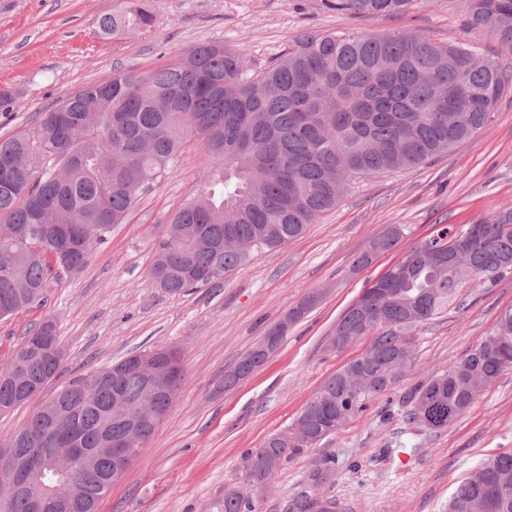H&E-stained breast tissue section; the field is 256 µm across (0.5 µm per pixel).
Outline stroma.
Wrapping results in <instances>:
<instances>
[{
    "label": "stroma",
    "instance_id": "35a3bbf8",
    "mask_svg": "<svg viewBox=\"0 0 512 512\" xmlns=\"http://www.w3.org/2000/svg\"><path fill=\"white\" fill-rule=\"evenodd\" d=\"M148 30L102 39L97 22L121 0H0V91L19 100L0 112V138L34 124L71 92L113 71L145 74L201 43L244 56L250 70L276 62L306 31L380 35L392 30L437 42L455 39L512 68V49L469 24L472 0H426L396 15L357 17L336 0H149ZM208 162L199 138L185 140L177 167L113 225L84 270L51 277L43 304L0 320V367L26 331L53 319L64 361L57 378L22 406L0 413V442L59 386L127 356L176 345L184 379L137 462L112 485L98 512H214L225 485L238 482L247 450L294 427L313 393L361 354L367 340L332 352L325 343L342 313L418 242L442 224H472L512 209V90L488 126L448 156L420 167L355 178L341 202L300 238L263 253L217 288L167 294L150 277L152 238L187 200ZM404 235L363 269L352 266L389 225ZM316 307L289 325L280 349L227 389L224 374L307 295ZM512 308V272L462 284L447 310L423 325L413 362L397 388L274 475L263 512H286L301 493L336 499L340 512H448L456 484L487 455L512 451V371L448 427L410 423L404 393L460 361ZM333 461L330 483L310 472Z\"/></svg>",
    "mask_w": 512,
    "mask_h": 512
}]
</instances>
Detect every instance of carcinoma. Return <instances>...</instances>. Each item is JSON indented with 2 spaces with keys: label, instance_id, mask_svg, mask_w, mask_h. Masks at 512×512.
I'll use <instances>...</instances> for the list:
<instances>
[{
  "label": "carcinoma",
  "instance_id": "obj_1",
  "mask_svg": "<svg viewBox=\"0 0 512 512\" xmlns=\"http://www.w3.org/2000/svg\"><path fill=\"white\" fill-rule=\"evenodd\" d=\"M424 0H336L354 15H394ZM147 0H126L99 19L103 38L153 26ZM472 24L493 29L512 49V0H474ZM512 71L481 59L468 45L434 43L403 31L367 36L306 31L281 58L248 78L242 57L218 44L191 48L175 63L139 76L116 71L69 94L38 122L0 139V318L45 301L53 269L78 273L121 224L140 196L164 181L179 162L183 137L199 136L209 163L190 199L153 241L150 275L169 294L217 286L262 253L303 236L336 207L351 178L421 166L483 130ZM69 224L71 249L36 234L38 217ZM491 250L460 256L456 268L409 250V269L371 298L388 323L362 329L347 309L331 336H370L366 360L356 357L331 374L302 408L297 424L344 410L343 427L379 394L396 387L412 354L410 335L448 305L462 281H495L512 271V211L477 223ZM389 226L370 245L394 249L403 237ZM319 302L305 297L288 312L297 322ZM61 347L55 324L44 321L22 337L0 368V413L26 403L58 376ZM129 356L69 379L47 401L58 425L36 413L11 435L14 458L0 462V512H31L34 469L70 439L75 448L122 441L129 426L110 415L113 372ZM512 370V326L495 328L456 364L410 388L409 420L436 431L460 417ZM121 388L140 408L141 376L127 370ZM311 446L308 433L288 442L276 436L246 452L239 482L224 487L217 512H262L251 485H268L275 472L265 458L285 463ZM112 459L76 456L58 483L71 499L66 512H96L112 487ZM448 512H512V452L484 458L456 486Z\"/></svg>",
  "mask_w": 512,
  "mask_h": 512
}]
</instances>
